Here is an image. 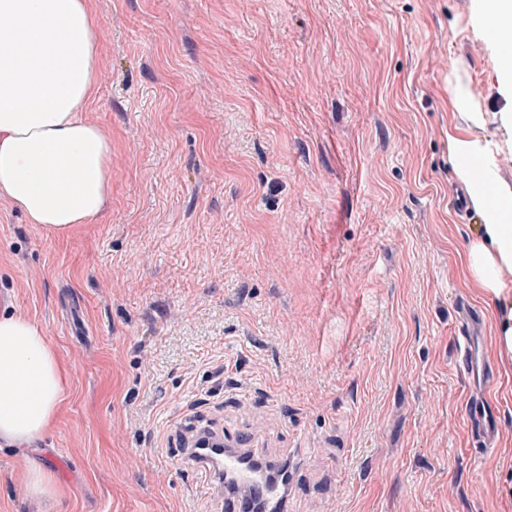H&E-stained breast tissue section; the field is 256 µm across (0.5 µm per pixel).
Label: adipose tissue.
I'll list each match as a JSON object with an SVG mask.
<instances>
[{"label":"adipose tissue","mask_w":512,"mask_h":512,"mask_svg":"<svg viewBox=\"0 0 512 512\" xmlns=\"http://www.w3.org/2000/svg\"><path fill=\"white\" fill-rule=\"evenodd\" d=\"M473 23L497 43L502 80L512 84V0H478ZM98 65L94 0H0V198L54 236L102 215L112 196V136L85 115ZM448 93L468 122L449 124L448 152L478 218L465 274L488 295L512 360V187L497 175L499 143L468 132L486 123L471 87L452 74ZM65 393L45 332L22 314H0V446L41 437Z\"/></svg>","instance_id":"ef3b65f1"}]
</instances>
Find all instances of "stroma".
<instances>
[{"mask_svg": "<svg viewBox=\"0 0 512 512\" xmlns=\"http://www.w3.org/2000/svg\"><path fill=\"white\" fill-rule=\"evenodd\" d=\"M474 7L96 0L112 202L57 237L0 199V313L69 371L54 427L0 447V512H213L215 477L170 462L197 419L287 462L288 512H512V362L448 160L452 73L487 114L471 135L512 145ZM465 323L489 371L460 361ZM466 416L471 429L479 436L487 439L492 436L496 425V418L495 409L491 403L483 400L481 405H477L475 408L472 406L467 407ZM28 490L35 494L51 495L56 492V486L49 474L33 467L28 472Z\"/></svg>", "mask_w": 512, "mask_h": 512, "instance_id": "1", "label": "stroma"}]
</instances>
